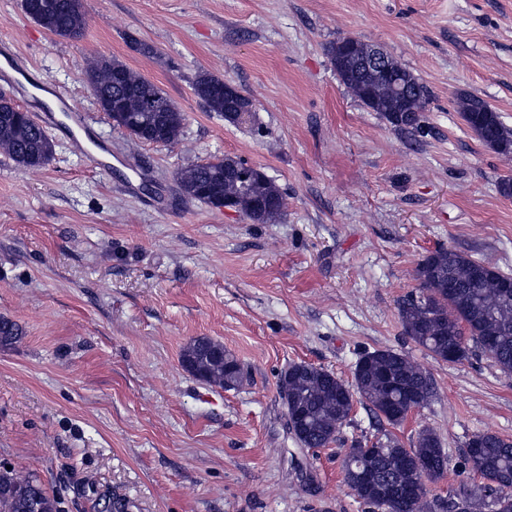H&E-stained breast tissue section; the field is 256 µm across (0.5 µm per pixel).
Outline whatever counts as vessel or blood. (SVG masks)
Instances as JSON below:
<instances>
[{
	"instance_id": "obj_1",
	"label": "vessel or blood",
	"mask_w": 512,
	"mask_h": 512,
	"mask_svg": "<svg viewBox=\"0 0 512 512\" xmlns=\"http://www.w3.org/2000/svg\"><path fill=\"white\" fill-rule=\"evenodd\" d=\"M0 79L11 81L23 97L37 99L38 95L47 94L52 98L51 104L43 105L41 121L44 125L54 126L57 113L68 114L71 123L66 132L74 150H81V135L87 130L86 117L74 102L57 91L49 82L35 79L27 70L22 58L6 43H0Z\"/></svg>"
}]
</instances>
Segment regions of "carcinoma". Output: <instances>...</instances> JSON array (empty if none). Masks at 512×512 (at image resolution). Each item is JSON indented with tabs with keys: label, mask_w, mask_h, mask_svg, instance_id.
<instances>
[{
	"label": "carcinoma",
	"mask_w": 512,
	"mask_h": 512,
	"mask_svg": "<svg viewBox=\"0 0 512 512\" xmlns=\"http://www.w3.org/2000/svg\"><path fill=\"white\" fill-rule=\"evenodd\" d=\"M23 11L40 17L38 25L61 38H75L87 19L83 0H23ZM397 88L405 90L412 102L429 103L431 94L422 80L388 57ZM84 75L102 111L128 127V118L144 120L152 126L155 138L166 146L181 137L185 117L168 96L153 82L117 59L95 57L86 62ZM207 109L219 115L227 111L251 114L252 99L235 105L224 102V80L202 73L193 84ZM396 92L386 87L378 94L375 111L393 130L413 138L422 137L425 128L419 112H394ZM460 112L466 124L488 148L500 154L512 153V129L506 126L488 103L474 96L463 97ZM0 152L26 170L45 165L55 153V144L32 119L21 115V108L10 97L0 95ZM237 157H216L180 170L178 183L191 199L206 201L204 191L222 196L235 191L230 168L241 166ZM255 197L282 196L268 178L249 187ZM419 287L399 304L404 333L433 356L465 359L477 349L488 355L499 369L512 373V291L503 292L499 283L507 278L491 265L455 250L438 248L427 254L416 270ZM23 337L22 327L0 316V349L13 347ZM224 355V388L241 382L244 370L224 345L207 336L192 339L183 349L181 366L195 377L212 382L206 359ZM284 405L297 416L296 440L303 448H327L350 422L354 397H359L378 420L392 426L402 424L400 416L413 405H427L434 387L430 376L405 354L394 349L363 353L354 365L347 383L329 371L309 364L288 367L280 377ZM468 463L489 485L462 488L448 501V512H512V440L493 433H478L469 444ZM344 476L368 473V484H348L363 504L377 508L387 504L389 512H430L426 493L414 492L422 476L435 482L444 476L447 455L439 436L430 429L419 431L412 446L385 434L375 449L365 450L358 441L344 459ZM58 512L57 501L34 476L21 478L15 470L0 464V512Z\"/></svg>",
	"instance_id": "cac0c4a2"
}]
</instances>
